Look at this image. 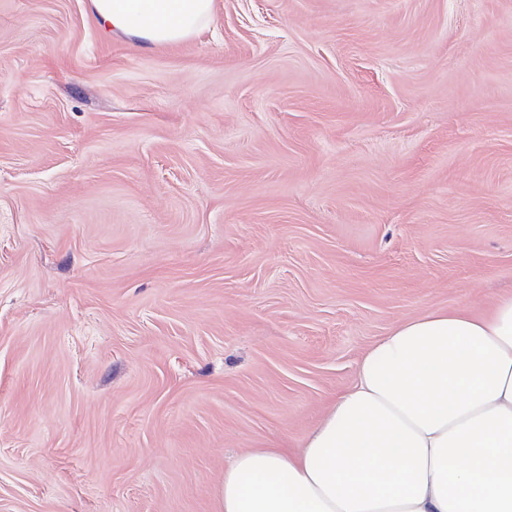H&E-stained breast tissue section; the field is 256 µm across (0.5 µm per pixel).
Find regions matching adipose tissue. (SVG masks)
<instances>
[{
	"mask_svg": "<svg viewBox=\"0 0 512 512\" xmlns=\"http://www.w3.org/2000/svg\"><path fill=\"white\" fill-rule=\"evenodd\" d=\"M215 0H91L107 33L193 36ZM217 512H512V295L393 326L301 449L225 468Z\"/></svg>",
	"mask_w": 512,
	"mask_h": 512,
	"instance_id": "1",
	"label": "adipose tissue"
}]
</instances>
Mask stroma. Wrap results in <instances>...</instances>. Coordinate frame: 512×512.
Here are the masks:
<instances>
[{"mask_svg": "<svg viewBox=\"0 0 512 512\" xmlns=\"http://www.w3.org/2000/svg\"><path fill=\"white\" fill-rule=\"evenodd\" d=\"M512 294V0H0V512H215L361 355ZM98 25L107 33L152 45L193 36L212 16L214 0H91Z\"/></svg>", "mask_w": 512, "mask_h": 512, "instance_id": "stroma-1", "label": "stroma"}]
</instances>
